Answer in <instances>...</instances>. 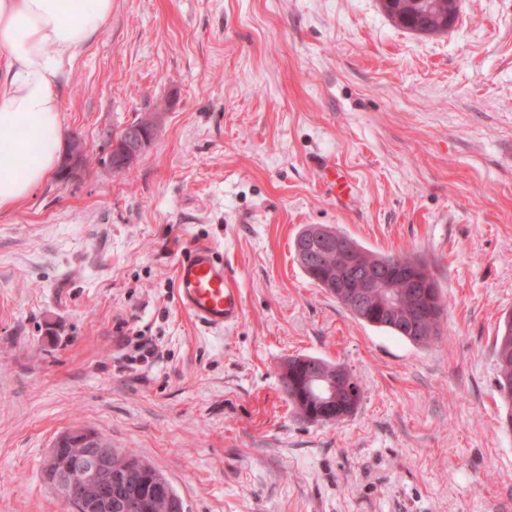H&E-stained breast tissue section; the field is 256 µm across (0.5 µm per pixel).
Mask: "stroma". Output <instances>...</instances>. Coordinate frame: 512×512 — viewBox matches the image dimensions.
Segmentation results:
<instances>
[{
  "label": "stroma",
  "instance_id": "stroma-1",
  "mask_svg": "<svg viewBox=\"0 0 512 512\" xmlns=\"http://www.w3.org/2000/svg\"><path fill=\"white\" fill-rule=\"evenodd\" d=\"M59 94L83 174L0 211V512H75L41 477L73 428L149 459L185 512H512L495 354L512 312V0H463L428 36L379 0H112ZM152 114L135 165L107 168L112 136ZM324 158L352 196L319 183ZM308 224L424 260L439 339L359 324L298 264ZM197 242L241 291L220 333L177 300ZM298 355L345 365L356 412L298 417L280 381Z\"/></svg>",
  "mask_w": 512,
  "mask_h": 512
}]
</instances>
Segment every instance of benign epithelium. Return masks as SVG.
<instances>
[{
  "mask_svg": "<svg viewBox=\"0 0 512 512\" xmlns=\"http://www.w3.org/2000/svg\"><path fill=\"white\" fill-rule=\"evenodd\" d=\"M142 129L128 126L110 143L108 164L118 171L133 163L147 145ZM85 148L81 140L72 139L62 157L59 176L73 180L84 171ZM299 262H314L327 273V288L345 309L363 320L380 316L387 325L402 332L414 344L434 330L442 316L435 306L439 287L427 276L419 259L396 261L381 255H366L353 240L323 224L308 228V240L296 246ZM306 378L316 390L317 405L325 417L347 407L357 399L356 387L348 371L306 366ZM116 449L103 441L79 453L65 455L62 448H50L45 470L52 473L59 494L76 507L77 512H112V490L137 475L135 466L119 473L112 469ZM120 512H144L149 504L135 493L120 498Z\"/></svg>",
  "mask_w": 512,
  "mask_h": 512,
  "instance_id": "7a95c632",
  "label": "benign epithelium"
}]
</instances>
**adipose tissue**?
<instances>
[{"instance_id": "ef3b65f1", "label": "adipose tissue", "mask_w": 512, "mask_h": 512, "mask_svg": "<svg viewBox=\"0 0 512 512\" xmlns=\"http://www.w3.org/2000/svg\"><path fill=\"white\" fill-rule=\"evenodd\" d=\"M112 16V0H0V209L55 169L59 86Z\"/></svg>"}]
</instances>
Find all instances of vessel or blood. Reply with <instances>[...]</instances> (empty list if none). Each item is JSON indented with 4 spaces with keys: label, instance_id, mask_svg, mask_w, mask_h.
<instances>
[{
    "label": "vessel or blood",
    "instance_id": "obj_1",
    "mask_svg": "<svg viewBox=\"0 0 512 512\" xmlns=\"http://www.w3.org/2000/svg\"><path fill=\"white\" fill-rule=\"evenodd\" d=\"M318 177L328 190L347 196L352 184L346 172L322 162ZM178 299L181 309L211 330L221 331L237 323L242 315L240 291L219 260L213 246L193 245L176 267Z\"/></svg>",
    "mask_w": 512,
    "mask_h": 512
}]
</instances>
